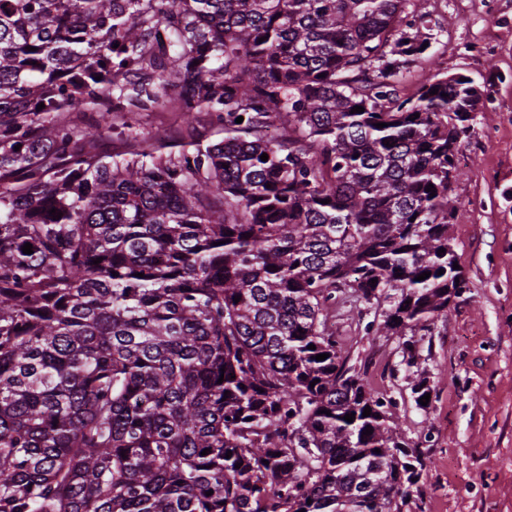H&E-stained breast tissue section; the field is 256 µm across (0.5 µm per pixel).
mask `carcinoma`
<instances>
[{
    "label": "carcinoma",
    "instance_id": "obj_1",
    "mask_svg": "<svg viewBox=\"0 0 512 512\" xmlns=\"http://www.w3.org/2000/svg\"><path fill=\"white\" fill-rule=\"evenodd\" d=\"M409 2L0 0V512H400L419 489L328 325L350 295L411 365L467 288L449 191L482 91L399 96L426 53ZM168 103L186 141L139 139Z\"/></svg>",
    "mask_w": 512,
    "mask_h": 512
}]
</instances>
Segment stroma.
<instances>
[{
    "label": "stroma",
    "mask_w": 512,
    "mask_h": 512,
    "mask_svg": "<svg viewBox=\"0 0 512 512\" xmlns=\"http://www.w3.org/2000/svg\"><path fill=\"white\" fill-rule=\"evenodd\" d=\"M408 8L430 59L407 74L401 96L438 70L484 88L451 190L465 202L452 236L468 288L414 337L413 367L398 337L364 334L354 301L333 325L352 365L379 353L380 391L396 402L398 433L425 455L422 490L400 512H512V0H410ZM419 375L434 389L423 409L409 386Z\"/></svg>",
    "instance_id": "obj_1"
}]
</instances>
